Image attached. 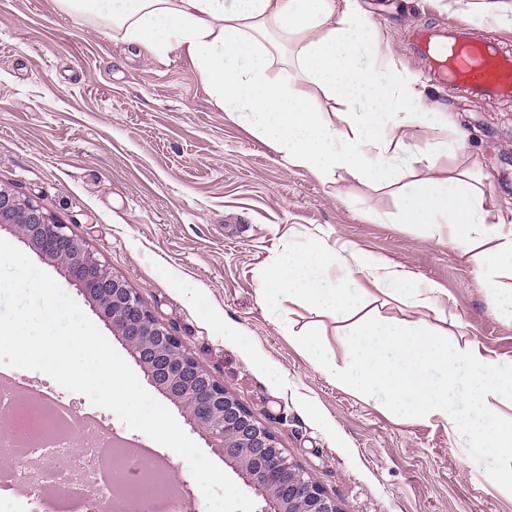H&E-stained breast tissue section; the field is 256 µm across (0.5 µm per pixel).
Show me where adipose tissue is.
<instances>
[{"label":"adipose tissue","mask_w":512,"mask_h":512,"mask_svg":"<svg viewBox=\"0 0 512 512\" xmlns=\"http://www.w3.org/2000/svg\"><path fill=\"white\" fill-rule=\"evenodd\" d=\"M60 10L95 18L103 29L156 57L186 54L227 117L271 145L289 166L319 181L347 176L393 185L398 172L435 169L448 144L422 136L435 102L411 93L401 76L382 71L390 46L373 38L360 0H57ZM301 36L287 80L271 61ZM345 108L347 130L322 112L317 93ZM399 219L448 238L484 276L512 321V295L493 273L512 265V228L487 205L482 186L424 178L401 191ZM259 296L281 336L317 370L363 397L381 392L402 419L436 420L466 457L486 466L489 481L512 492V359L481 343L448 342L445 292L353 245L312 236L289 245L259 274ZM430 310L432 319L376 315L379 297ZM312 310L317 321L296 328L281 299ZM336 321L344 361L325 345L322 317Z\"/></svg>","instance_id":"obj_1"}]
</instances>
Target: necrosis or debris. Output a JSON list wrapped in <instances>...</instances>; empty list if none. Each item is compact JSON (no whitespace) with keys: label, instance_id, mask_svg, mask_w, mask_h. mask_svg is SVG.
<instances>
[{"label":"necrosis or debris","instance_id":"necrosis-or-debris-1","mask_svg":"<svg viewBox=\"0 0 512 512\" xmlns=\"http://www.w3.org/2000/svg\"><path fill=\"white\" fill-rule=\"evenodd\" d=\"M51 399L47 385L33 398L13 386L0 385V416L11 419L14 426L10 439L0 438V457L15 462L13 471L0 470V491L19 485L29 469L35 468L42 473L43 487L57 489L65 484L70 488L68 496L44 501L38 512H71V505L81 500L96 507L118 486L134 491L131 505L135 512H142L147 500L170 495V487L154 471L152 461L133 458L111 435L86 440L81 453L73 454L63 420L50 416L44 407Z\"/></svg>","mask_w":512,"mask_h":512}]
</instances>
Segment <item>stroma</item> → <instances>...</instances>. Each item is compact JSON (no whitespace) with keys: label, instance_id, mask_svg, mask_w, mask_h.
Here are the masks:
<instances>
[{"label":"stroma","instance_id":"35a3bbf8","mask_svg":"<svg viewBox=\"0 0 512 512\" xmlns=\"http://www.w3.org/2000/svg\"><path fill=\"white\" fill-rule=\"evenodd\" d=\"M451 2L363 0L404 80L466 135L440 163L447 178L479 179L512 219V98L435 82L411 46L415 31L447 27ZM426 174L403 170L393 187L321 182L228 118L187 56L154 57L56 0H0V186L68 225L134 288L339 512H512V495L447 426L395 420L382 395L337 387L280 335L258 294L266 264L321 234L446 289L452 334L512 358V324L460 249L398 220L399 187ZM29 257L126 355L64 269Z\"/></svg>","mask_w":512,"mask_h":512}]
</instances>
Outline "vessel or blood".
Instances as JSON below:
<instances>
[{
	"instance_id": "b4317fda",
	"label": "vessel or blood",
	"mask_w": 512,
	"mask_h": 512,
	"mask_svg": "<svg viewBox=\"0 0 512 512\" xmlns=\"http://www.w3.org/2000/svg\"><path fill=\"white\" fill-rule=\"evenodd\" d=\"M415 46L434 57L436 79L484 97H512V53L490 42L471 39L452 25L445 31L421 30Z\"/></svg>"
}]
</instances>
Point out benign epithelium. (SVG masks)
I'll use <instances>...</instances> for the list:
<instances>
[{"label":"benign epithelium","mask_w":512,"mask_h":512,"mask_svg":"<svg viewBox=\"0 0 512 512\" xmlns=\"http://www.w3.org/2000/svg\"><path fill=\"white\" fill-rule=\"evenodd\" d=\"M62 266L69 281L92 300L121 336L152 386L205 431L216 453L239 468L262 492L261 512H340L312 477L279 448L273 435L224 384L215 380L142 303L136 291L32 201L0 188V227Z\"/></svg>","instance_id":"benign-epithelium-1"}]
</instances>
